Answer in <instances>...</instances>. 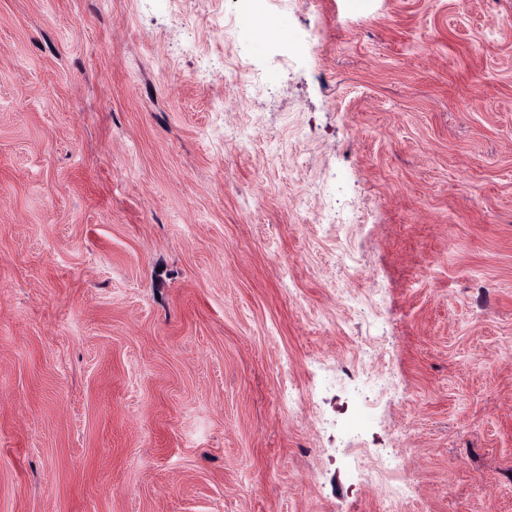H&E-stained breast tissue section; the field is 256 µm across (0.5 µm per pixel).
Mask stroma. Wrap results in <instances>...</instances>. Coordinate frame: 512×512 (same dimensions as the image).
I'll use <instances>...</instances> for the list:
<instances>
[{
  "label": "stroma",
  "mask_w": 512,
  "mask_h": 512,
  "mask_svg": "<svg viewBox=\"0 0 512 512\" xmlns=\"http://www.w3.org/2000/svg\"><path fill=\"white\" fill-rule=\"evenodd\" d=\"M265 9L0 0V512H512V0Z\"/></svg>",
  "instance_id": "1"
}]
</instances>
